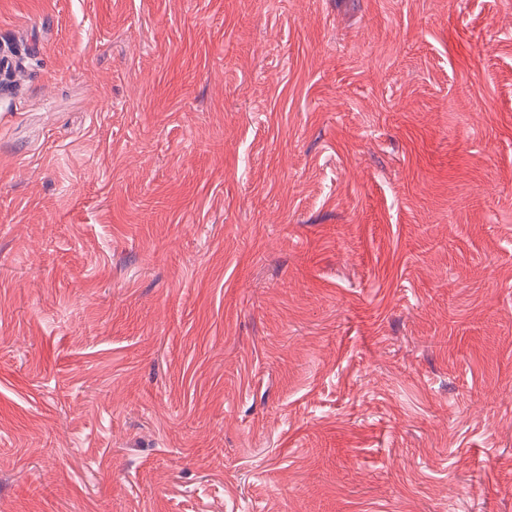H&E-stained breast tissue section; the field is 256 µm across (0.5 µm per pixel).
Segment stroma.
Masks as SVG:
<instances>
[{"label":"stroma","instance_id":"obj_1","mask_svg":"<svg viewBox=\"0 0 512 512\" xmlns=\"http://www.w3.org/2000/svg\"><path fill=\"white\" fill-rule=\"evenodd\" d=\"M0 46V512H512V0Z\"/></svg>","mask_w":512,"mask_h":512}]
</instances>
